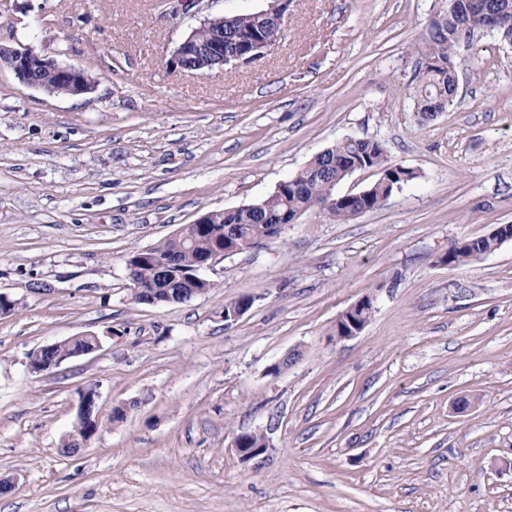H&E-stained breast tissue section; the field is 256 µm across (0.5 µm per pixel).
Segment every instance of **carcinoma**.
<instances>
[{
    "label": "carcinoma",
    "instance_id": "1",
    "mask_svg": "<svg viewBox=\"0 0 512 512\" xmlns=\"http://www.w3.org/2000/svg\"><path fill=\"white\" fill-rule=\"evenodd\" d=\"M230 30L255 32L273 43L284 37V32L265 17L251 11L232 14ZM425 43L416 72L415 110L426 117L440 107H448V60L454 48L467 33L479 28V18L472 15L469 28L459 33L447 28L436 18L427 24ZM376 169L379 178L359 200L369 211L382 206L397 186L418 178V173L388 163L383 144L376 140L353 142L348 138L317 154L294 176L280 182L267 197L235 209L210 211L206 224L199 228L194 240L181 235L169 236L157 244L136 249L128 255L126 269L131 280L151 287L160 280L161 271L169 264L184 274L171 284V292L188 294L207 287L194 272L201 257L216 250L237 254L275 236L276 226L286 224L295 216L325 213L339 223L357 216L352 203L338 198L335 187L347 177L345 170ZM498 238L476 236L453 246L446 253L448 265H468L495 251Z\"/></svg>",
    "mask_w": 512,
    "mask_h": 512
}]
</instances>
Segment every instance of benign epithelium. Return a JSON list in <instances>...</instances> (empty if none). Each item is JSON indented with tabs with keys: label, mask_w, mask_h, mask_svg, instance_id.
<instances>
[{
	"label": "benign epithelium",
	"mask_w": 512,
	"mask_h": 512,
	"mask_svg": "<svg viewBox=\"0 0 512 512\" xmlns=\"http://www.w3.org/2000/svg\"><path fill=\"white\" fill-rule=\"evenodd\" d=\"M185 4V11H193L197 17L198 25L176 45L168 65L178 71L205 75L215 68L226 66L237 67L245 65L262 56L273 43L259 39L254 35L237 32L229 39V47H224L225 13L216 9L221 0H179ZM289 0H260L258 10L260 14L271 19L278 27L286 23ZM476 2L466 0H448V7L443 13L448 15V24L461 25L468 15L474 11ZM481 28L488 31L499 32L503 37L512 34V6L502 7L486 13ZM38 59L46 78L67 86L68 92L73 95H83L93 91L94 83L88 75L77 68L61 64L54 56L48 53H38L32 48L16 49L0 45V70L8 69L23 84L40 89L44 80L37 79L30 74L29 61ZM92 341L91 346L73 352L60 353L58 349L64 344H70L77 339ZM71 337L61 342H55L40 348L45 354V360L36 365H29V370L35 374L47 372L63 361L80 355H88L100 347V340L93 334L81 337ZM98 393L89 388L83 394L78 409L77 421L71 433L72 442L80 444L88 441L92 433L86 430V420L89 412L98 410Z\"/></svg>",
	"instance_id": "benign-epithelium-1"
}]
</instances>
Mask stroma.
<instances>
[{"label":"stroma","instance_id":"35a3bbf8","mask_svg":"<svg viewBox=\"0 0 512 512\" xmlns=\"http://www.w3.org/2000/svg\"><path fill=\"white\" fill-rule=\"evenodd\" d=\"M445 6L290 0L282 41L196 75L166 61L197 20L159 0H0V44L95 84L50 95L0 71V512H512V241L440 261L512 224V44L475 31L452 105L421 120L413 78ZM343 138L417 179L216 261L190 301L132 300L131 251L268 196ZM365 296L369 322L337 337ZM86 333L96 352L29 372ZM90 386L98 429L65 454ZM244 432L263 463L241 460ZM510 225H501L493 232L484 236L499 235L502 233L503 229L510 227ZM484 236L468 238L463 243L455 245L448 250L445 256L448 266L455 267L468 265L480 259L482 256L495 251L499 247L501 240H503L504 243L505 241L512 239L510 232L506 236H501V239L493 237L486 238ZM83 339V340H92V344L90 347H86L83 349H79L73 352L59 353L58 349L64 344H70L75 340ZM100 347V340L98 336L93 334H85L80 336H73L69 339H66L61 342H55L52 344L45 345L41 347L36 353L40 354L43 352L45 356V360L42 363H38L33 365L32 362L29 364V370L35 374H41L52 370L55 367H58L63 361L80 355H88L95 352ZM241 438L245 442L246 448H244L242 439L236 436L233 443L236 451L243 460L250 461L260 456H263V459L266 456L268 448H265L264 445H259V443L266 441L263 434L256 432L243 433Z\"/></svg>","mask_w":512,"mask_h":512}]
</instances>
